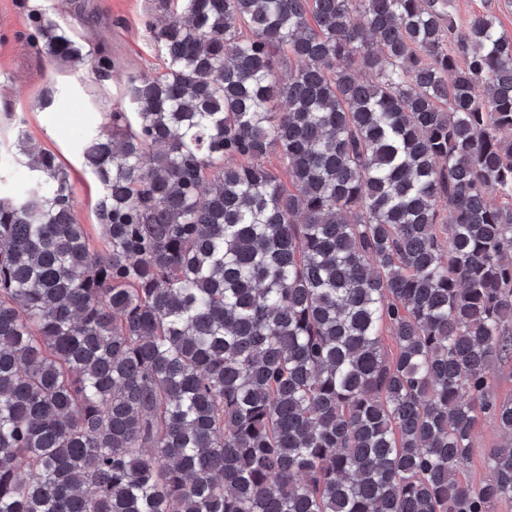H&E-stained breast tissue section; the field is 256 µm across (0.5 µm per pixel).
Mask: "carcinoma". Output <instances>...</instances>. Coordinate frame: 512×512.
<instances>
[{
    "label": "carcinoma",
    "instance_id": "carcinoma-1",
    "mask_svg": "<svg viewBox=\"0 0 512 512\" xmlns=\"http://www.w3.org/2000/svg\"><path fill=\"white\" fill-rule=\"evenodd\" d=\"M176 7L146 22L162 71L127 74L128 109L82 145L99 244L67 168L18 136L0 512H492L512 497V399L489 389L512 352V36L488 8L457 30L455 0ZM29 26L50 62L115 69ZM481 414L503 440L475 485Z\"/></svg>",
    "mask_w": 512,
    "mask_h": 512
}]
</instances>
